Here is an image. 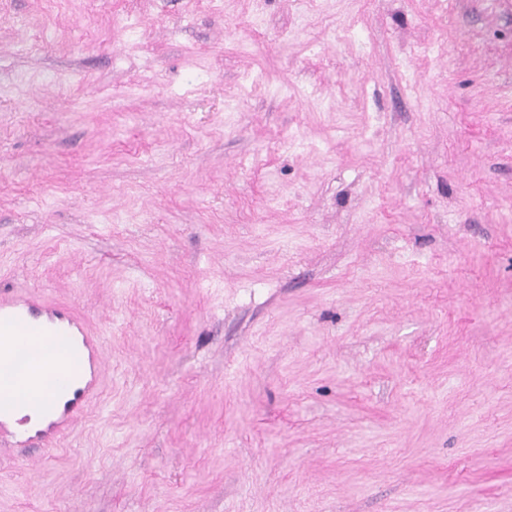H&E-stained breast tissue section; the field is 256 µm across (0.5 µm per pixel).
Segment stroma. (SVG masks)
<instances>
[{
    "label": "stroma",
    "mask_w": 512,
    "mask_h": 512,
    "mask_svg": "<svg viewBox=\"0 0 512 512\" xmlns=\"http://www.w3.org/2000/svg\"><path fill=\"white\" fill-rule=\"evenodd\" d=\"M100 389L0 512H512V0H0V291Z\"/></svg>",
    "instance_id": "stroma-1"
}]
</instances>
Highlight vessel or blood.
Here are the masks:
<instances>
[{"label":"vessel or blood","mask_w":512,"mask_h":512,"mask_svg":"<svg viewBox=\"0 0 512 512\" xmlns=\"http://www.w3.org/2000/svg\"><path fill=\"white\" fill-rule=\"evenodd\" d=\"M47 319L56 323L63 336L81 341V355L64 359L48 355L35 322ZM101 339L91 335L86 319L68 306H48L26 290L0 294V363L11 364L24 357L22 370L9 373L10 404L22 412L34 402L49 403L53 391H72L73 397L60 409L43 437L56 439L66 433L82 413L88 398L94 396L95 375L101 366Z\"/></svg>","instance_id":"1"}]
</instances>
